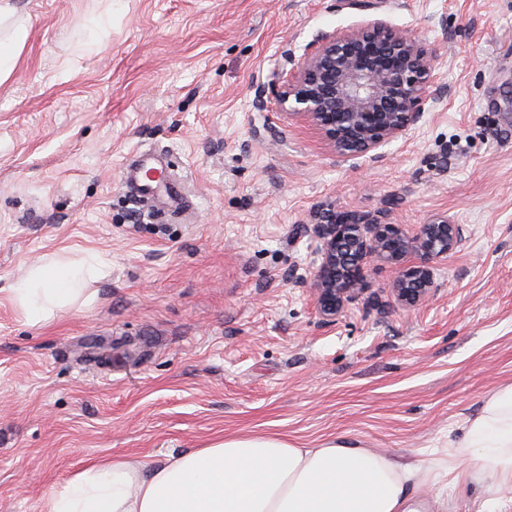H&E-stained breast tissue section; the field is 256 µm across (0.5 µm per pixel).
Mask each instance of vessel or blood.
<instances>
[{
    "label": "vessel or blood",
    "instance_id": "1",
    "mask_svg": "<svg viewBox=\"0 0 512 512\" xmlns=\"http://www.w3.org/2000/svg\"><path fill=\"white\" fill-rule=\"evenodd\" d=\"M121 179L138 200L162 197L172 207L182 201L183 189L180 182L166 174L157 155H138L133 163L124 165Z\"/></svg>",
    "mask_w": 512,
    "mask_h": 512
}]
</instances>
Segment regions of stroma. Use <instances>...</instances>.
Returning a JSON list of instances; mask_svg holds the SVG:
<instances>
[{
	"instance_id": "35a3bbf8",
	"label": "stroma",
	"mask_w": 512,
	"mask_h": 512,
	"mask_svg": "<svg viewBox=\"0 0 512 512\" xmlns=\"http://www.w3.org/2000/svg\"><path fill=\"white\" fill-rule=\"evenodd\" d=\"M16 4L28 36L0 82V512H41L105 457L148 471L267 433L384 452L412 471L417 512H483L495 482L450 444L512 382V0ZM371 18L432 52L442 98L379 159L338 158L284 114L285 58ZM140 153L185 182L157 221L120 180ZM329 209L411 233L445 215L462 244L422 307L401 309L397 267L374 262L327 323L306 283ZM88 250L109 262L94 302L29 324L8 287Z\"/></svg>"
}]
</instances>
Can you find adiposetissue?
<instances>
[{
	"mask_svg": "<svg viewBox=\"0 0 512 512\" xmlns=\"http://www.w3.org/2000/svg\"><path fill=\"white\" fill-rule=\"evenodd\" d=\"M12 0H0V80L13 71L27 38ZM108 263L90 253L46 258L10 288L32 324L56 309L92 304L87 281ZM459 448L476 475L512 487V383L500 386L464 423ZM412 473L366 448L331 443L301 448L277 435L224 439L170 457L143 471L135 462L104 458L49 492L42 512H414L405 487Z\"/></svg>",
	"mask_w": 512,
	"mask_h": 512,
	"instance_id": "adipose-tissue-1",
	"label": "adipose tissue"
}]
</instances>
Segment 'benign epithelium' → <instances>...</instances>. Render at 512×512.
Returning a JSON list of instances; mask_svg holds the SVG:
<instances>
[{"label":"benign epithelium","mask_w":512,"mask_h":512,"mask_svg":"<svg viewBox=\"0 0 512 512\" xmlns=\"http://www.w3.org/2000/svg\"><path fill=\"white\" fill-rule=\"evenodd\" d=\"M433 56L411 33L379 18L325 34L297 63L279 99L286 115L300 117L341 158H379L377 150L403 135L433 90ZM320 263L309 283L322 320L336 321L367 291L371 260L400 268L390 293L403 309L419 307L436 290L432 264L462 242L459 225L440 215L414 234L380 214L329 210L314 223Z\"/></svg>","instance_id":"obj_1"}]
</instances>
